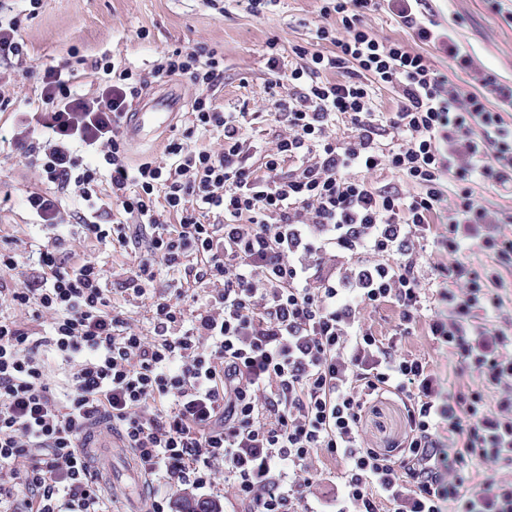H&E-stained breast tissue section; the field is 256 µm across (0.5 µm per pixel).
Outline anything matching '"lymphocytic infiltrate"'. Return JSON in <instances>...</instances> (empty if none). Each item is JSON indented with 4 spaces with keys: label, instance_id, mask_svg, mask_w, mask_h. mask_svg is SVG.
<instances>
[{
    "label": "lymphocytic infiltrate",
    "instance_id": "1",
    "mask_svg": "<svg viewBox=\"0 0 512 512\" xmlns=\"http://www.w3.org/2000/svg\"><path fill=\"white\" fill-rule=\"evenodd\" d=\"M378 2L322 0L313 38L332 50L294 47L302 66L284 69L268 41L278 128L258 165L246 149L254 113L216 102L215 48L165 52L146 74L106 56L41 66L40 92L7 141L55 190L23 201L36 275L11 280L20 255L0 246V512H112L84 448L98 423L131 448L151 512L184 488L225 485L248 512H299L318 448L345 462L336 512H512V324L476 316L502 307L512 211L488 210L472 191L512 188V82L440 30L427 0H386L413 45L373 34L364 16ZM175 76L196 89L187 127L161 158L131 162L127 112ZM204 135L220 147H197ZM384 169L396 186L370 182ZM73 225L130 253L125 288L149 300L152 335L112 306L102 261H63ZM198 288L213 291L200 306ZM381 302L401 308L398 334L429 318L439 349L479 386L452 391L429 361L364 328L361 306ZM49 355L66 366L64 383ZM386 393L406 409L394 456L359 433ZM477 464L494 471L475 484Z\"/></svg>",
    "mask_w": 512,
    "mask_h": 512
}]
</instances>
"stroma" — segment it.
<instances>
[{
	"label": "stroma",
	"mask_w": 512,
	"mask_h": 512,
	"mask_svg": "<svg viewBox=\"0 0 512 512\" xmlns=\"http://www.w3.org/2000/svg\"><path fill=\"white\" fill-rule=\"evenodd\" d=\"M321 5V0H281L273 12L257 18L248 12L246 0H222L217 9L208 0H46L37 16L25 20L21 35L29 53L27 64L34 70L77 54L88 60L108 55L148 71L165 50L200 43L217 48L224 53V85L216 94L218 102L228 108L245 104L257 112L250 138L267 142L276 124L266 92L270 78L266 44L278 39L285 60L297 64L294 45L316 46L312 35L321 21ZM431 6L435 22L452 25L480 64L512 82V0H501L498 14L488 0H432ZM43 186L38 173L21 159L0 154V195L12 196L11 207L0 210V244L20 253L29 250L34 230L22 200L27 191ZM63 256L71 264L101 258L113 305L139 331L151 333L146 306L123 289L130 255L77 230ZM399 319L400 310L392 303L369 305L361 311L365 327L377 335H392L402 354L433 362L448 374L453 390L476 388L477 374L459 369L455 357L437 352L426 319H419L403 336L395 332ZM405 415L402 401L395 396L372 401L360 423L364 447L396 454L406 431ZM344 467L340 457L322 449L315 452L308 463L313 479L304 492L303 506L313 512H336L338 478Z\"/></svg>",
	"instance_id": "1"
}]
</instances>
